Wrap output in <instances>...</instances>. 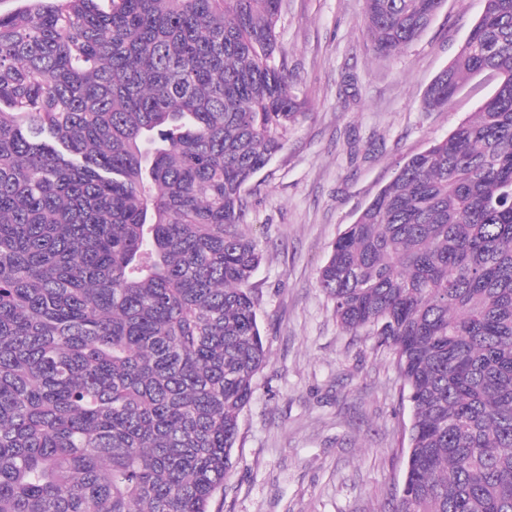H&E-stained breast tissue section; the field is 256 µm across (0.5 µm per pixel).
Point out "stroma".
<instances>
[{
    "mask_svg": "<svg viewBox=\"0 0 512 512\" xmlns=\"http://www.w3.org/2000/svg\"><path fill=\"white\" fill-rule=\"evenodd\" d=\"M362 0H283L280 43L308 102L258 174L241 230L269 361L243 410L213 512H391L411 407L391 350L339 327L317 276L347 224L404 160L442 139L494 90L481 75L447 109L423 98L483 0H445L426 33L375 57Z\"/></svg>",
    "mask_w": 512,
    "mask_h": 512,
    "instance_id": "stroma-1",
    "label": "stroma"
}]
</instances>
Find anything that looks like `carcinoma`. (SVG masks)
<instances>
[{"label":"carcinoma","mask_w":512,"mask_h":512,"mask_svg":"<svg viewBox=\"0 0 512 512\" xmlns=\"http://www.w3.org/2000/svg\"><path fill=\"white\" fill-rule=\"evenodd\" d=\"M445 0H363L400 52ZM423 107L498 83L411 155L318 272L392 350L412 417L394 512H512V0ZM282 0L0 12V512H211L267 363L239 231L304 106Z\"/></svg>","instance_id":"1"}]
</instances>
